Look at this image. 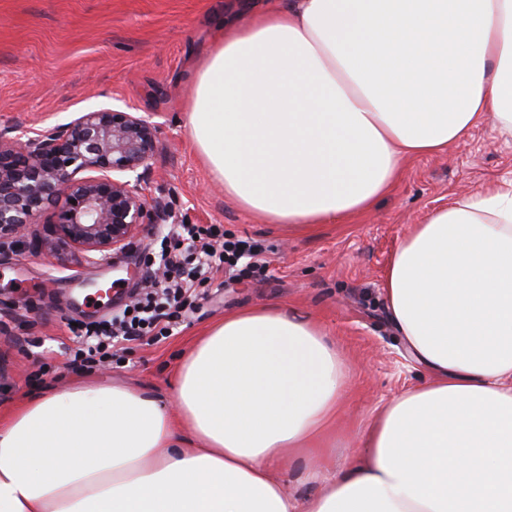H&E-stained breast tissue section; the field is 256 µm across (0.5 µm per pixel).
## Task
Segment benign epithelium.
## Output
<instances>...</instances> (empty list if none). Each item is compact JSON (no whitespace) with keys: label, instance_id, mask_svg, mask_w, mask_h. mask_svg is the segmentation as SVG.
<instances>
[{"label":"benign epithelium","instance_id":"1","mask_svg":"<svg viewBox=\"0 0 512 512\" xmlns=\"http://www.w3.org/2000/svg\"><path fill=\"white\" fill-rule=\"evenodd\" d=\"M156 142L152 122L109 108L26 139L0 131V256L28 245L99 263L122 252L158 205L146 176ZM46 212L45 234L29 238Z\"/></svg>","mask_w":512,"mask_h":512}]
</instances>
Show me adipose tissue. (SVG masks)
Wrapping results in <instances>:
<instances>
[{
  "label": "adipose tissue",
  "mask_w": 512,
  "mask_h": 512,
  "mask_svg": "<svg viewBox=\"0 0 512 512\" xmlns=\"http://www.w3.org/2000/svg\"><path fill=\"white\" fill-rule=\"evenodd\" d=\"M489 121L512 136V0H269L225 24L186 113L225 195L303 230L370 210L407 159ZM383 290L430 378L307 469L313 493L270 469L335 447L350 373L315 316L270 301L196 338L178 418L112 385L0 422V512H512V184L430 210Z\"/></svg>",
  "instance_id": "1"
}]
</instances>
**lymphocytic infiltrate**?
I'll return each instance as SVG.
<instances>
[{"label":"lymphocytic infiltrate","instance_id":"obj_1","mask_svg":"<svg viewBox=\"0 0 512 512\" xmlns=\"http://www.w3.org/2000/svg\"><path fill=\"white\" fill-rule=\"evenodd\" d=\"M263 253L258 241L226 237L217 224L168 225L157 252L144 259L143 287L128 312L73 328L70 366L89 371L111 362L125 342L154 344L172 336L205 285L222 274L264 268Z\"/></svg>","mask_w":512,"mask_h":512}]
</instances>
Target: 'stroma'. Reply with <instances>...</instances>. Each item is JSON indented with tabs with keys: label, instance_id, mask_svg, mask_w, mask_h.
<instances>
[{
	"label": "stroma",
	"instance_id": "35a3bbf8",
	"mask_svg": "<svg viewBox=\"0 0 512 512\" xmlns=\"http://www.w3.org/2000/svg\"><path fill=\"white\" fill-rule=\"evenodd\" d=\"M228 2L0 0V130L30 136L103 107L140 113L158 128L147 178L163 207L104 264L80 266L70 253L50 260L30 249L0 257L1 418L30 398L77 385H122L176 412L180 354L225 312L270 300L316 316L352 373L337 454L359 447L377 407L428 379L409 359L385 300L389 259L428 210L512 180V139L490 122L447 153L408 160L390 191L345 223L307 232L264 223L225 196L185 125L192 73L220 37ZM168 217L260 240L269 264L262 276L211 288L176 335L135 343L109 368L71 369L69 323L101 320L128 303L142 256ZM114 280L120 286L111 301L95 300L96 287Z\"/></svg>",
	"mask_w": 512,
	"mask_h": 512
}]
</instances>
